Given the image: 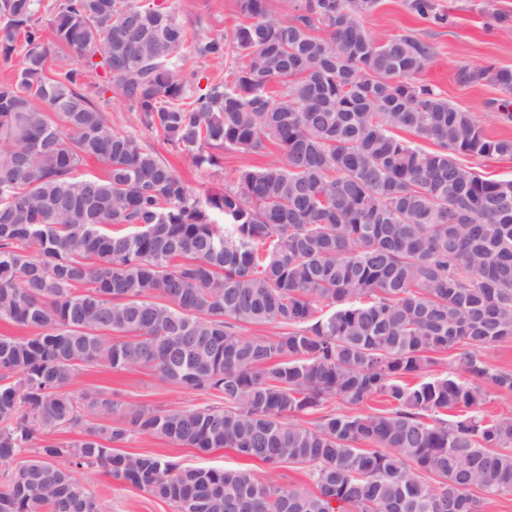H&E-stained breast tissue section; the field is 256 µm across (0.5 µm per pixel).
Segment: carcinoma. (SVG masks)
<instances>
[{"label": "carcinoma", "instance_id": "cac0c4a2", "mask_svg": "<svg viewBox=\"0 0 512 512\" xmlns=\"http://www.w3.org/2000/svg\"><path fill=\"white\" fill-rule=\"evenodd\" d=\"M379 5L237 0L234 28L202 37L162 0H0V59L18 60L0 81V320L30 330L0 335V462L27 456L0 512H100L75 469L177 512H480L472 489L512 492V416L476 413L481 383L512 392L482 355L512 339V179L460 160L512 157V140L417 82L429 44L371 37ZM226 59L232 79L204 86L189 66ZM457 80L497 86L512 119L511 67ZM108 91L158 144L112 127ZM270 143L281 159L204 194L158 149L200 168ZM90 159L104 175H77ZM449 350L457 372L408 382ZM86 365L151 368L222 405L74 396ZM62 427L79 438L55 442ZM135 434L287 462L309 485L114 452Z\"/></svg>", "mask_w": 512, "mask_h": 512}]
</instances>
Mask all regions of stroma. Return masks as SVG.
<instances>
[{
	"instance_id": "1",
	"label": "stroma",
	"mask_w": 512,
	"mask_h": 512,
	"mask_svg": "<svg viewBox=\"0 0 512 512\" xmlns=\"http://www.w3.org/2000/svg\"><path fill=\"white\" fill-rule=\"evenodd\" d=\"M439 20L420 18L406 7V0H381L377 11L364 20L365 27L377 38L410 33L433 48L432 57L419 74L423 84L433 85L459 108L478 117L485 134L493 139H512V120L504 119L491 103L500 91L482 82L459 85L460 67H512V34L504 33L495 20L502 14L512 18V0H491L490 12H483L481 0H436ZM182 21L202 36L216 37L230 32L238 21L237 0H166ZM165 158L199 191L223 188L233 182L244 166L262 167L280 158L276 146L261 154L227 151L217 164L196 168L185 156L168 150ZM99 388L120 403H144L161 409L196 408L213 404L214 398L201 391L181 388L161 380L154 370L141 368L115 372L97 365L83 367L73 386L74 392ZM125 453H156L184 465L252 469L257 476L274 473L283 486L302 485L307 481L303 469L285 465L269 471L263 463L246 459L229 449L202 455L168 439L137 435L121 447ZM88 488L101 512H176L170 503L152 498L132 487L116 483L104 475L94 476Z\"/></svg>"
}]
</instances>
